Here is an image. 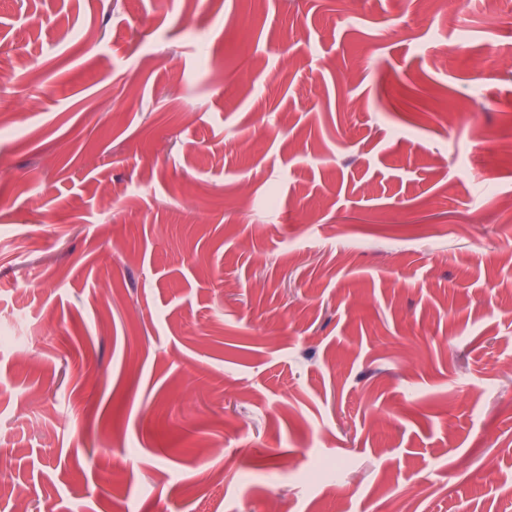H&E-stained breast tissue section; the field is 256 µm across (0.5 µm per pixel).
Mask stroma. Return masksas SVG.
<instances>
[{
    "label": "stroma",
    "mask_w": 512,
    "mask_h": 512,
    "mask_svg": "<svg viewBox=\"0 0 512 512\" xmlns=\"http://www.w3.org/2000/svg\"><path fill=\"white\" fill-rule=\"evenodd\" d=\"M404 10L0 0V512H512V16Z\"/></svg>",
    "instance_id": "obj_1"
}]
</instances>
